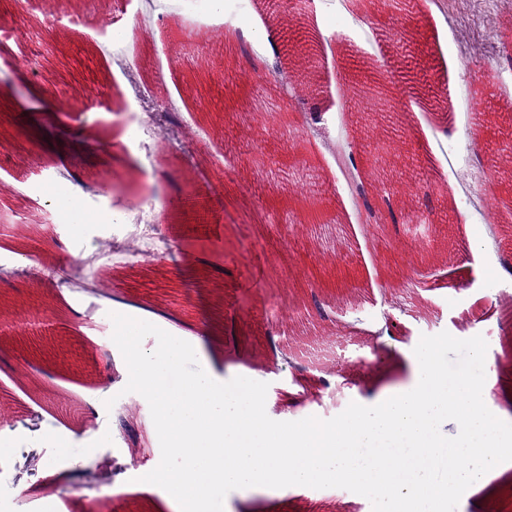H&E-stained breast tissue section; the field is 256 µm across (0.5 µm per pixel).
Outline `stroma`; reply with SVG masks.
Here are the masks:
<instances>
[{"mask_svg": "<svg viewBox=\"0 0 512 512\" xmlns=\"http://www.w3.org/2000/svg\"><path fill=\"white\" fill-rule=\"evenodd\" d=\"M120 25L101 17L98 0H60L48 23L20 0H0L19 29L0 49L34 66L0 65V259L24 272L0 274V507L40 481L33 512H160L159 495L133 488L132 471L161 459L150 408L125 392L123 357L112 347L111 313L140 316L168 333L203 342L200 365L224 380L252 372L268 383L277 421L330 419L401 382L421 336H482L492 370L489 405L512 423V327L492 296L507 278L512 250V173L489 170L476 141L501 145L497 113L474 117V98L512 100V15L503 16L504 47L486 76L461 74L456 20L462 0H419L403 57L382 69L379 32L397 16L367 26L352 0H319L303 23L316 32L314 53L323 94L298 96L278 71L288 51L270 41L265 8L243 35L228 41L222 25L197 29L167 0H126ZM383 79L410 102L408 111L363 113L347 84ZM160 90L168 112L188 128L182 143L133 140L127 113L144 90ZM80 99L76 112L50 111L60 95ZM308 125L296 142L294 127ZM401 141L390 159V193L353 203L338 154L358 159L369 178L376 143ZM466 167L473 185L460 184ZM143 170L137 191L101 193L103 180L126 181ZM323 200L306 202L308 181ZM77 182L92 206L122 210L156 200L150 217L167 245L154 260L112 254L110 224L79 231L59 223L45 182ZM500 213L485 225L488 208ZM104 271L93 295L58 287ZM440 280L414 288L415 271ZM394 301V350L375 356L369 330L382 297ZM39 321L21 326L31 311ZM299 373L255 362L269 338ZM134 431L126 437L119 421ZM71 431L70 456L59 460L47 432ZM372 512L345 489L323 497L305 487L278 496L228 494L224 512ZM456 512H512V470L477 485Z\"/></svg>", "mask_w": 512, "mask_h": 512, "instance_id": "35a3bbf8", "label": "stroma"}]
</instances>
